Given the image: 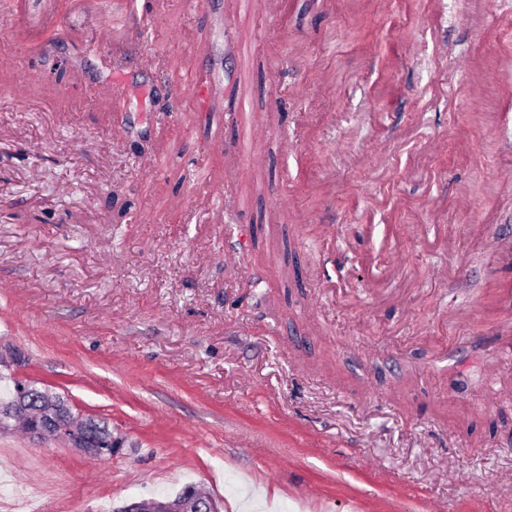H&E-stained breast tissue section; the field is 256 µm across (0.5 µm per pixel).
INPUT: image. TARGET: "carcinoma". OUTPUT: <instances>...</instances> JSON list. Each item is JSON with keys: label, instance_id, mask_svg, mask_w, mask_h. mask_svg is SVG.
<instances>
[{"label": "carcinoma", "instance_id": "obj_1", "mask_svg": "<svg viewBox=\"0 0 512 512\" xmlns=\"http://www.w3.org/2000/svg\"><path fill=\"white\" fill-rule=\"evenodd\" d=\"M43 388L34 381H15L13 389L0 396V423L8 426L13 420L22 421L27 430L41 429L51 436L65 434L79 437L86 447L92 449L91 456H112V430L108 425L92 418L76 420L67 399L55 395L56 412L52 416L43 413L36 398Z\"/></svg>", "mask_w": 512, "mask_h": 512}]
</instances>
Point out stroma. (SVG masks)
<instances>
[{"mask_svg":"<svg viewBox=\"0 0 512 512\" xmlns=\"http://www.w3.org/2000/svg\"><path fill=\"white\" fill-rule=\"evenodd\" d=\"M207 2L168 0L174 39L149 68L80 51L96 24L129 41L119 0H0L34 40L0 67V386L39 382L114 443L96 459L0 431V498L29 484L40 512H114L195 484L223 512H512V398L472 407L490 377L512 384V313L491 304L507 265L470 231L484 217L512 236V0H283L275 18L254 0L232 26ZM48 9L68 26L32 30ZM192 68L219 106L173 107ZM116 76L126 95L106 94ZM241 98L276 123L253 170L224 153ZM198 165L230 182L224 223ZM283 196L296 216L273 209Z\"/></svg>","mask_w":512,"mask_h":512,"instance_id":"1","label":"stroma"}]
</instances>
